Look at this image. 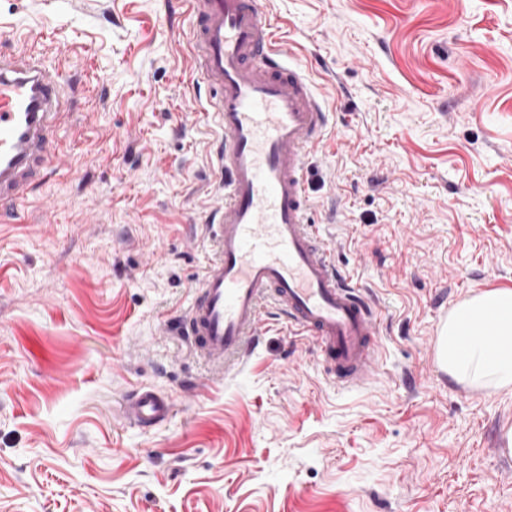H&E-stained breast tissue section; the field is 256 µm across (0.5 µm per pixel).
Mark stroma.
I'll return each mask as SVG.
<instances>
[{
    "mask_svg": "<svg viewBox=\"0 0 512 512\" xmlns=\"http://www.w3.org/2000/svg\"><path fill=\"white\" fill-rule=\"evenodd\" d=\"M329 113L309 219L380 310L334 385L264 319L230 371L171 320L215 256L222 131L185 0H0L63 90L53 171L0 223V512H512V391L438 373L449 311L512 289V0H262ZM141 388L172 410L142 429ZM168 399L153 390H139L131 394L124 402L123 417L129 423L141 428L158 425L170 414Z\"/></svg>",
    "mask_w": 512,
    "mask_h": 512,
    "instance_id": "obj_1",
    "label": "stroma"
}]
</instances>
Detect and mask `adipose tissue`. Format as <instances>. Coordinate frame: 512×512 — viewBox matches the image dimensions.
Listing matches in <instances>:
<instances>
[{
    "mask_svg": "<svg viewBox=\"0 0 512 512\" xmlns=\"http://www.w3.org/2000/svg\"><path fill=\"white\" fill-rule=\"evenodd\" d=\"M479 318L491 323V338L470 337ZM438 360L450 378L473 389L512 390V289L482 291L454 306L438 333Z\"/></svg>",
    "mask_w": 512,
    "mask_h": 512,
    "instance_id": "ef3b65f1",
    "label": "adipose tissue"
}]
</instances>
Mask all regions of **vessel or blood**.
Instances as JSON below:
<instances>
[{"mask_svg":"<svg viewBox=\"0 0 512 512\" xmlns=\"http://www.w3.org/2000/svg\"><path fill=\"white\" fill-rule=\"evenodd\" d=\"M194 66L224 132V210L210 227L217 255L182 333L213 365H237L258 339L264 309L315 337L329 379L361 388L379 362V308L308 219V154L324 140L328 112L259 0H186ZM0 35V216L50 172L54 109L65 81L42 58L16 55ZM168 399L139 390L123 417L142 428L170 414Z\"/></svg>","mask_w":512,"mask_h":512,"instance_id":"b4317fda","label":"vessel or blood"}]
</instances>
